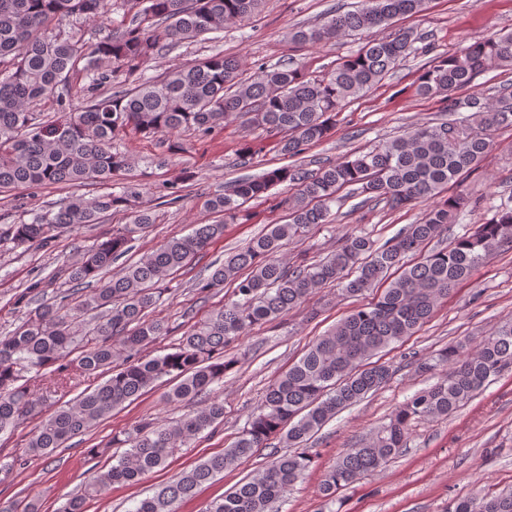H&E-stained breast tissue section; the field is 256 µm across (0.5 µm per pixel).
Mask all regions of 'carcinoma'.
I'll list each match as a JSON object with an SVG mask.
<instances>
[{
  "label": "carcinoma",
  "instance_id": "carcinoma-1",
  "mask_svg": "<svg viewBox=\"0 0 512 512\" xmlns=\"http://www.w3.org/2000/svg\"><path fill=\"white\" fill-rule=\"evenodd\" d=\"M262 0H0V193L17 188L86 182L112 183L132 170L129 156L112 151V140L128 131L174 134L192 128L209 134L230 118L280 135L283 156L300 155L325 140L336 115L347 104L392 72L416 51L408 31L370 40L330 71L311 75L298 65L265 67L245 77L241 62L216 53L198 62L174 65L160 79L145 76L155 55L244 21ZM429 0H361L354 11L332 15L323 23L294 33L311 46L389 24L401 16L428 9ZM91 23L102 37L87 44L78 25ZM512 69V32L478 38L453 54H443L419 77V91L441 99L442 111L461 119L410 127L385 141L317 170L302 164L279 167L256 178L235 181L231 192L208 195L203 207L223 215L216 224H199L180 238L172 237L139 262L112 276V264L128 249L135 233L155 223L146 209L132 212L131 223L112 229L110 237L87 249L57 275L82 287L49 303L29 306L39 294L36 281L15 297L16 308L29 317L15 331L0 336V434L42 413L47 399L73 381L109 372L100 386L84 392L41 420L32 432L28 454L44 456L83 435L127 401L169 378V403H193L173 426L145 420L112 436V447L124 449L110 468L101 470L58 512H84L87 498L115 483L134 484L166 468L177 450L224 421V401L206 394L224 378L235 360L224 353L255 328L282 320L323 286L336 283L349 297L371 290L395 268L400 271L375 300L356 306L326 334L317 337L298 361L271 383L247 426L224 452L173 476L138 502L132 512H178L179 505L205 484L265 448L278 436L285 451H275L265 465L213 499L205 512H274L275 503L302 480L312 457L296 448L311 439L336 415L378 390L392 372L373 362L379 352L413 335L434 313L438 302L502 243H512V207L497 209L483 224L454 244L411 264L408 254L440 236L444 227L479 207L473 192L440 198L451 182L473 172L492 148L491 131L512 126V84L490 101L462 98L458 92L491 67ZM82 71L86 105L70 108V75ZM46 100L60 116L43 120L37 106ZM286 183L290 221L269 231L224 259L209 276L195 282L201 294L225 284L233 299L190 326L172 351L151 358L143 348L169 333L149 318L160 298L158 285L189 265L224 228L239 219L243 204ZM354 188L365 201L391 208L435 201L426 217L382 246L348 234L331 256L292 267L281 255L283 243L300 242L318 224L329 223L340 191ZM134 191L71 198L59 211L36 213L11 224L7 237L17 247L44 246L58 234L98 224L115 210L131 209ZM512 369V326L483 337L473 347L450 345L418 362L422 372L440 371L437 382L414 394L390 415L367 441L339 456L325 473L321 491L336 496L361 478L384 468L406 447L411 423L446 417L470 400L491 379ZM49 370L56 387L33 396L24 374ZM0 512H39L38 502L24 498ZM448 512H512V489L457 499Z\"/></svg>",
  "mask_w": 512,
  "mask_h": 512
}]
</instances>
